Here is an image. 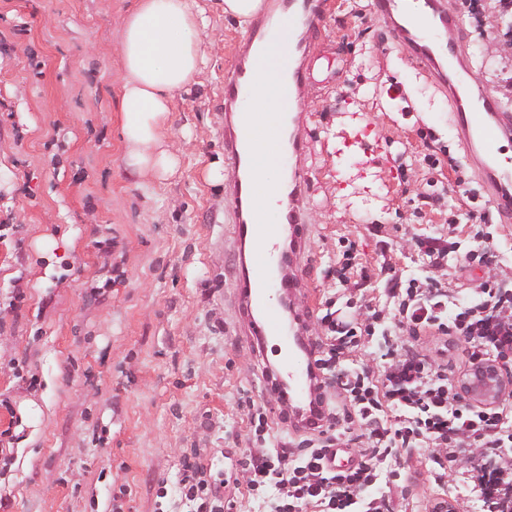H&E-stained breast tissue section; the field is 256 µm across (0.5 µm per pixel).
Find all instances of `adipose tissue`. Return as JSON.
Wrapping results in <instances>:
<instances>
[{
  "mask_svg": "<svg viewBox=\"0 0 512 512\" xmlns=\"http://www.w3.org/2000/svg\"><path fill=\"white\" fill-rule=\"evenodd\" d=\"M201 24L195 0H138L125 19L118 47L119 110L127 164L135 172L165 179L179 168L165 129L173 93L199 75L205 62Z\"/></svg>",
  "mask_w": 512,
  "mask_h": 512,
  "instance_id": "adipose-tissue-1",
  "label": "adipose tissue"
}]
</instances>
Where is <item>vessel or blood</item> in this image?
Masks as SVG:
<instances>
[{
  "instance_id": "b4317fda",
  "label": "vessel or blood",
  "mask_w": 512,
  "mask_h": 512,
  "mask_svg": "<svg viewBox=\"0 0 512 512\" xmlns=\"http://www.w3.org/2000/svg\"><path fill=\"white\" fill-rule=\"evenodd\" d=\"M371 7L391 26L410 64L447 95L448 117L469 167L489 203L512 221V155L502 150L503 143L512 144V112L477 86L454 0H372ZM323 17V0H279L278 14L257 18L248 32V51L236 57L224 76V110L236 115L224 123L233 238L238 247L250 250L236 277L243 340L255 353L263 352L267 340L278 342L281 360L271 388L300 429L318 417L314 354L303 322L287 324L275 299L284 290L294 299L307 296L309 290L299 276L278 283L276 252L280 243H287L295 265H306L311 174L301 163L305 115L293 106L307 89L309 45ZM284 44L289 47L286 59L275 61L271 49ZM272 68L280 76L279 109L252 111L261 93L257 77ZM264 159L288 173L287 204L270 224L253 209L261 184L251 171Z\"/></svg>"
}]
</instances>
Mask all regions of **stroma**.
<instances>
[{
  "label": "stroma",
  "mask_w": 512,
  "mask_h": 512,
  "mask_svg": "<svg viewBox=\"0 0 512 512\" xmlns=\"http://www.w3.org/2000/svg\"><path fill=\"white\" fill-rule=\"evenodd\" d=\"M309 53L304 163L313 172L306 321L326 302L392 306L382 281L341 290L324 279L356 244L375 268L422 273L412 241L469 243L450 170L427 155L463 149L448 99L408 61L367 0H326ZM136 0H0V501L5 512H156L181 459L200 452L223 478L256 448L252 397L268 432L290 430L242 342L235 313L233 222L224 164V74L246 28L224 0H197L208 62L174 95L165 180L131 175L118 112L116 53ZM364 148L336 149L345 124ZM435 139H422L419 129ZM218 172L212 180L210 172ZM445 208L424 209L430 181ZM110 240L109 253L96 243ZM23 300H16V292ZM395 512H433L444 496L476 502L467 480L435 484L428 452L400 451Z\"/></svg>",
  "instance_id": "1"
}]
</instances>
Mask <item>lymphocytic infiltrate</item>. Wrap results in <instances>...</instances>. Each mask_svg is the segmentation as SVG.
I'll list each match as a JSON object with an SVG mask.
<instances>
[{
    "mask_svg": "<svg viewBox=\"0 0 512 512\" xmlns=\"http://www.w3.org/2000/svg\"><path fill=\"white\" fill-rule=\"evenodd\" d=\"M461 15L478 38L512 34V0H461ZM459 193L472 204L467 218L478 224L475 243L494 235L493 218L471 188L465 165L449 158ZM384 274V293L395 304L392 324H384L375 308L364 318L341 319L334 311L321 317L324 336L316 337V366L323 385L340 380V406L325 404L322 423L292 444H266L243 457L238 470L211 482L198 459L181 463L178 492L187 512H234L236 501L225 489L246 485L256 512H389L384 489L398 475V451L428 448L435 481L456 472L458 463L481 457L471 474L472 491L482 512H503L512 502V412L495 404L461 399L447 365L425 355L404 352L407 339L432 331L464 337L468 366L512 353V281L493 277L479 283L468 303H456L447 286L430 275L406 276L388 264L379 269L359 265L354 243L342 261L326 270L336 285L351 279L370 284ZM376 343L381 362L344 369L351 353ZM393 419H385L386 410ZM358 422L359 432L340 426V416ZM346 448L350 467L328 465L331 449Z\"/></svg>",
    "mask_w": 512,
    "mask_h": 512,
    "instance_id": "1",
    "label": "lymphocytic infiltrate"
}]
</instances>
